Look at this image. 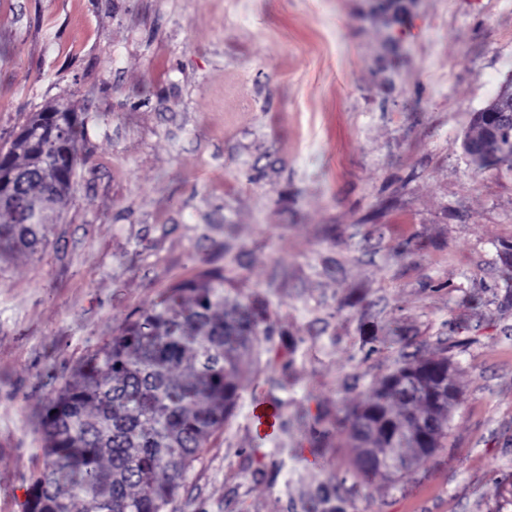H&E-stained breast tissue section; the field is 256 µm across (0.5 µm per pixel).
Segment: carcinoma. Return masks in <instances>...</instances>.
<instances>
[{"mask_svg":"<svg viewBox=\"0 0 512 512\" xmlns=\"http://www.w3.org/2000/svg\"><path fill=\"white\" fill-rule=\"evenodd\" d=\"M82 113L49 105L34 113L0 158V261L48 241L81 161ZM512 167V128L477 164ZM257 314L229 304L224 275L206 271L123 324L45 404L44 466L28 512H168L210 438L232 416L239 376L260 333ZM446 357L405 362L362 402L347 407L354 466L390 480L378 457L431 455L448 434L458 388Z\"/></svg>","mask_w":512,"mask_h":512,"instance_id":"obj_1","label":"carcinoma"}]
</instances>
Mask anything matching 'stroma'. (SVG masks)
<instances>
[{
	"mask_svg": "<svg viewBox=\"0 0 512 512\" xmlns=\"http://www.w3.org/2000/svg\"><path fill=\"white\" fill-rule=\"evenodd\" d=\"M509 82L512 0H0V148L85 117L47 245L0 262V512H27L46 399L211 268L268 333L172 512H512V169L461 147ZM432 356L447 438L364 482L344 408ZM280 413V407L272 401L256 404L251 413L252 423L261 435L271 436L278 426Z\"/></svg>",
	"mask_w": 512,
	"mask_h": 512,
	"instance_id": "35a3bbf8",
	"label": "stroma"
}]
</instances>
